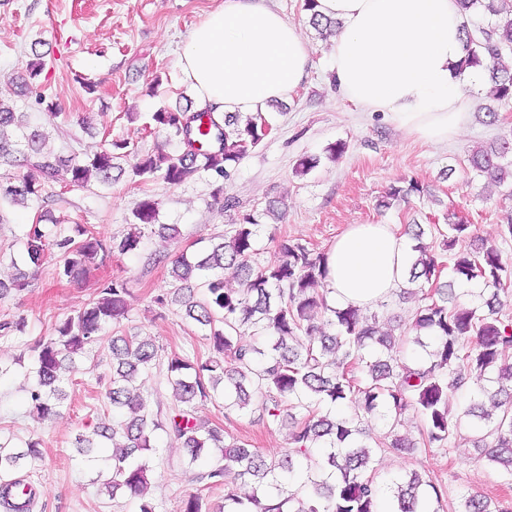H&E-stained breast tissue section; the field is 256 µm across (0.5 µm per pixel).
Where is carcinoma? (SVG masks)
Here are the masks:
<instances>
[{"label": "carcinoma", "instance_id": "cac0c4a2", "mask_svg": "<svg viewBox=\"0 0 512 512\" xmlns=\"http://www.w3.org/2000/svg\"><path fill=\"white\" fill-rule=\"evenodd\" d=\"M460 12L480 9L494 23L474 34L463 25L464 57L460 69L481 66L492 92L500 101L512 100V69L502 63L512 49V0H457ZM167 141L183 146L178 154L159 149L134 155L125 168L127 144L82 160H63L44 151L46 133L33 127L24 112L0 100V165L19 160L36 170L41 180L0 178V208L39 197L42 185L61 176L76 186L95 181L109 185L113 172L145 182L161 178L179 185L201 171L220 180L272 130L262 115L242 117L227 112L215 119L209 112L189 114L160 109L151 115ZM470 167L512 197V135H502L468 156ZM158 202L143 200L134 212L129 231L107 246L94 232L76 225L73 236H50L38 222L26 233L25 268H16L9 281L0 280V299L28 286L50 251L60 255L58 275L75 278L97 266L110 253L128 254L140 247L142 230L158 227L163 239L178 229L157 224ZM264 225L254 215L243 217L231 234H213L204 249L181 254L172 261L171 287L155 297L161 306L177 304L185 318L206 333L212 354L191 362L174 356L166 378L178 409L161 421L154 418L150 400L138 378L159 361V347L150 339L120 333L125 318L128 284L115 279L101 288L98 298L55 326L53 336L34 347L37 385L30 392L31 409L40 418L58 412L66 393L65 374L72 356L109 339L112 376L104 398L125 418L102 427L100 436L112 442V453L100 456L91 445L78 448L87 461H103L109 473L104 488L111 495L129 491L141 497L139 512H156L145 498L149 461L155 448L151 434L162 430L184 448L188 465L197 469L195 481L208 490L234 474L252 485V495L224 496L222 512H437L436 485L411 472L384 484L376 479L373 456L378 451L411 453L418 448H442L462 423L475 437V447L486 460L512 476V316L503 308L512 304V264L499 248L470 237L463 217L448 225L442 249L448 264L438 261L433 242L421 225H408L416 245L408 283L419 287L413 312L412 335L395 337L379 326V315L367 308L337 309L328 304L322 281L327 275V253L313 252L288 239L277 242V260L264 267L251 262ZM451 279L444 280L443 271ZM231 273L239 288H224ZM477 282V301L461 304L454 283ZM252 331L246 341L242 332ZM419 349L420 360L397 363L396 346ZM473 380L467 398L456 412L448 407V388ZM224 409L247 411L260 407L270 422L290 421L291 447L279 458H268L237 441L225 442L224 429L196 416L197 405L217 396ZM494 402L497 415L484 410ZM354 406V417L336 415V408ZM420 419L419 440L396 432L403 414ZM381 420L387 427L374 444L363 438L365 425ZM40 455L38 443L23 449L0 446V500L11 512H28L35 489L19 497V482L10 478L20 461ZM180 512H215L200 492L182 500ZM460 512H512L485 496L463 497Z\"/></svg>", "mask_w": 512, "mask_h": 512}]
</instances>
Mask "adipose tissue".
Instances as JSON below:
<instances>
[{
	"instance_id": "1",
	"label": "adipose tissue",
	"mask_w": 512,
	"mask_h": 512,
	"mask_svg": "<svg viewBox=\"0 0 512 512\" xmlns=\"http://www.w3.org/2000/svg\"><path fill=\"white\" fill-rule=\"evenodd\" d=\"M335 19L330 71L338 90L383 112L408 135L437 144L466 127L478 69L458 70L462 17L456 0H315ZM308 44L261 0H222L189 32L177 57L200 107L266 112L305 79ZM413 240L397 224H351L327 254L324 286L339 308L373 307L402 288Z\"/></svg>"
}]
</instances>
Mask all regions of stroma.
<instances>
[{"mask_svg": "<svg viewBox=\"0 0 512 512\" xmlns=\"http://www.w3.org/2000/svg\"><path fill=\"white\" fill-rule=\"evenodd\" d=\"M220 0H0V99L28 113L48 135L46 147L61 156L91 155L126 142L129 152L147 154L158 145L178 153V143L145 131L149 113L163 108L196 110L194 93L176 66L189 31ZM302 31L311 67L298 90L270 106L275 129L236 164L224 181V194L236 202L225 209L214 200L209 173L196 174L178 186L162 179L132 182L121 176L111 185L79 187L60 179L45 184L39 199L8 206L0 213V278L10 279L13 262L24 251L26 228L43 220L48 232L71 234L85 225L106 240L127 233L141 201L155 199L159 221L177 225L179 236L164 240L145 233L137 252L107 258L87 280L58 278L55 262L44 264L24 290L0 299V322L25 317L24 331L0 336V444L22 448L39 440L41 455L18 469L38 492L33 512H139V497L101 493L102 467L84 462L76 451L78 436H93L99 424L111 423L104 399L111 374V352L100 341L75 358L72 385L57 416L40 419L30 411L29 390L36 341L52 335L55 325L92 300L100 283L127 281L128 316L124 333L155 339L163 357L206 359L209 342L185 319L179 306H161L154 298L170 286L173 260L194 253L201 238L231 231L246 214H262L273 198L284 199L287 212L268 222L257 243L253 263L276 259V239L285 237L315 251L329 250L350 224H420L426 231L446 230L448 216H466L474 236L495 242L512 262V238L500 224L512 201L502 188L472 171L470 150L512 132V103L494 99L490 90L472 94L468 128L445 144L423 143L399 129L386 114L365 112L344 99L329 72L331 41L309 23L304 0H265ZM45 68L29 78L32 60ZM93 92H86V85ZM58 104L60 114L48 121L33 107L36 95ZM496 111L495 124L485 121ZM342 141L347 150L332 161L326 149ZM318 158L308 174H297L301 158ZM418 183L421 194L379 207L393 187ZM200 419L224 428L226 440H239L265 456L284 453L288 431L255 413H225L223 399L197 409ZM472 432L461 425L449 447L408 455L386 452L376 457L379 480L416 471L441 492L440 512H456L467 493L512 498V476L481 459L471 445ZM147 495L159 512H180L182 500L196 492L194 472L182 450L164 431L153 436Z\"/></svg>", "mask_w": 512, "mask_h": 512, "instance_id": "obj_1", "label": "stroma"}]
</instances>
